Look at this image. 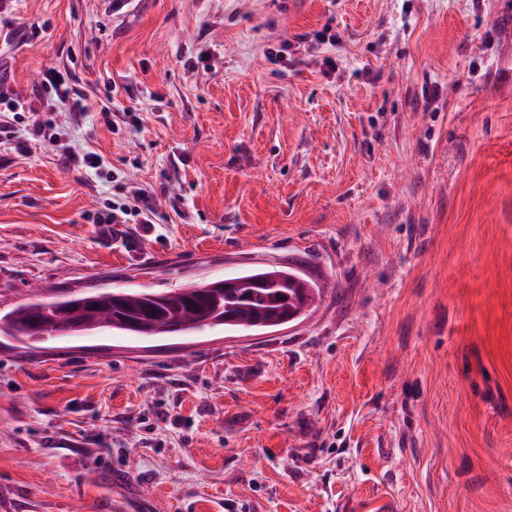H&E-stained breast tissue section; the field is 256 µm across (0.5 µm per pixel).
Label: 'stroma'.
Returning <instances> with one entry per match:
<instances>
[{"instance_id": "stroma-1", "label": "stroma", "mask_w": 512, "mask_h": 512, "mask_svg": "<svg viewBox=\"0 0 512 512\" xmlns=\"http://www.w3.org/2000/svg\"><path fill=\"white\" fill-rule=\"evenodd\" d=\"M0 22L15 88L66 68L92 100L56 123L106 171L0 144V311L267 264L321 290L268 331L0 335V512H512V0H12ZM130 186L156 223H93Z\"/></svg>"}]
</instances>
